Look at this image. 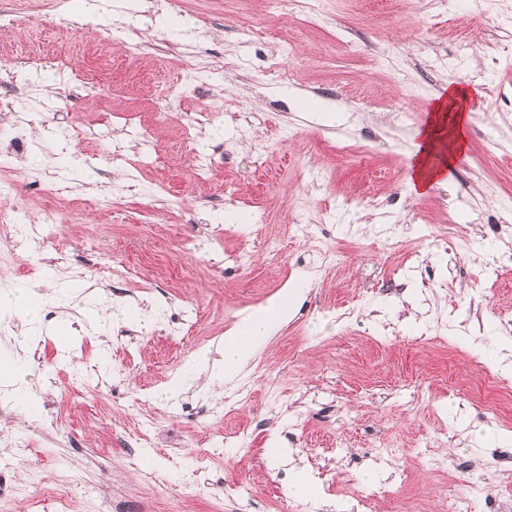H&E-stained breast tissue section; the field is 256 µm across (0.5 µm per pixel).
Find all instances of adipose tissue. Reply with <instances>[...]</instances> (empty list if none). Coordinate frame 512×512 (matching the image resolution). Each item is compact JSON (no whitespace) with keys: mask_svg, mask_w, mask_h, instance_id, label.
<instances>
[{"mask_svg":"<svg viewBox=\"0 0 512 512\" xmlns=\"http://www.w3.org/2000/svg\"><path fill=\"white\" fill-rule=\"evenodd\" d=\"M468 94L457 87H443L435 95L432 115L415 133L409 153L408 189L422 196L447 182L448 171L466 146L471 120ZM300 283L285 285L268 302L242 312L236 327L224 337L223 363L211 372L215 384L234 382L257 351L296 314Z\"/></svg>","mask_w":512,"mask_h":512,"instance_id":"obj_1","label":"adipose tissue"}]
</instances>
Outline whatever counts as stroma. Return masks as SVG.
Returning <instances> with one entry per match:
<instances>
[{"label":"stroma","mask_w":512,"mask_h":512,"mask_svg":"<svg viewBox=\"0 0 512 512\" xmlns=\"http://www.w3.org/2000/svg\"><path fill=\"white\" fill-rule=\"evenodd\" d=\"M77 15L75 0H0V158L18 170L30 220L56 224L48 185H70L69 220L41 245L46 269L16 270L0 253V284L47 297L37 323L0 311V356L22 361L38 413H19L0 385V512L29 474L67 487L71 512H336L343 492L384 488L438 512L444 494L482 484L471 512L512 505V394L493 389L512 362V0H302L313 26L276 19L269 0H171L154 8ZM267 19L257 38L253 20ZM142 43L143 56L102 46V23ZM209 63L199 94L180 71ZM288 71L267 79L270 63ZM471 88L464 155L448 188L416 197L406 166L417 129L442 86ZM293 89L291 97L281 88ZM71 96L79 123L107 139L60 143ZM308 97L345 113L322 125ZM216 113L182 142L157 113ZM41 115L15 142L13 122ZM153 126L137 139L108 114ZM151 153L143 169L108 167V140ZM357 147L359 155L338 151ZM223 147L206 181L189 156ZM166 184L168 195L150 196ZM237 210L242 223L224 214ZM460 224L459 256L445 232ZM193 240L201 262L178 248ZM335 268L314 273L323 248ZM133 264L126 287L111 272L86 280L100 249ZM249 251V269L237 254ZM309 272L296 316L234 383L188 382L164 395L198 353L221 363L224 333L241 312ZM70 287L68 298L56 295ZM190 327L173 330L181 308ZM214 455L198 461V443ZM396 448V456L383 447ZM281 456H273V449ZM336 477L340 493L300 498L296 467ZM198 477L209 497L194 496ZM166 484L172 505L152 488ZM250 484L251 496L238 493Z\"/></svg>","instance_id":"stroma-1"}]
</instances>
